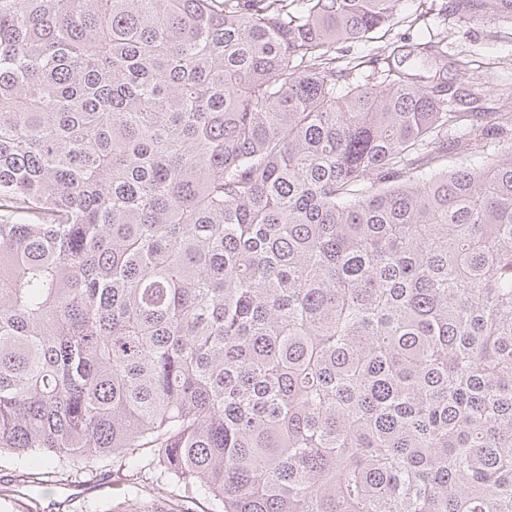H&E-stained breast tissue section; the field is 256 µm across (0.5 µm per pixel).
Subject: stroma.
<instances>
[{
    "label": "stroma",
    "mask_w": 512,
    "mask_h": 512,
    "mask_svg": "<svg viewBox=\"0 0 512 512\" xmlns=\"http://www.w3.org/2000/svg\"><path fill=\"white\" fill-rule=\"evenodd\" d=\"M446 0H404L393 27L392 39L420 38L445 40L451 55L469 63V89L482 90L486 114L475 130L494 122L500 101L512 94V23L498 20H466L446 13ZM98 482L86 489L83 476L73 477L70 485L47 482L6 492L0 497V512H28L31 500H39L46 512H107L112 502L122 497L124 480L112 470V462L97 464Z\"/></svg>",
    "instance_id": "35a3bbf8"
}]
</instances>
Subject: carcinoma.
I'll return each mask as SVG.
<instances>
[{"label":"carcinoma","mask_w":512,"mask_h":512,"mask_svg":"<svg viewBox=\"0 0 512 512\" xmlns=\"http://www.w3.org/2000/svg\"><path fill=\"white\" fill-rule=\"evenodd\" d=\"M400 2L0 0L17 485L110 456L106 512H512V145L448 166L481 93L441 42L336 57Z\"/></svg>","instance_id":"obj_1"}]
</instances>
